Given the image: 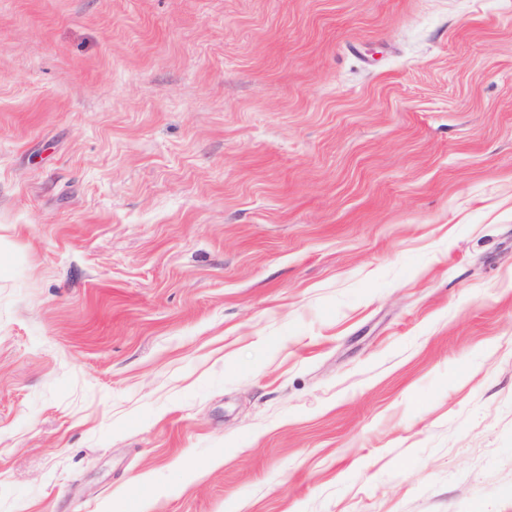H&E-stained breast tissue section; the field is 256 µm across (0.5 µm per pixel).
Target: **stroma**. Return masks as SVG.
<instances>
[{"mask_svg":"<svg viewBox=\"0 0 512 512\" xmlns=\"http://www.w3.org/2000/svg\"><path fill=\"white\" fill-rule=\"evenodd\" d=\"M0 512H512V0H0Z\"/></svg>","mask_w":512,"mask_h":512,"instance_id":"35a3bbf8","label":"stroma"}]
</instances>
